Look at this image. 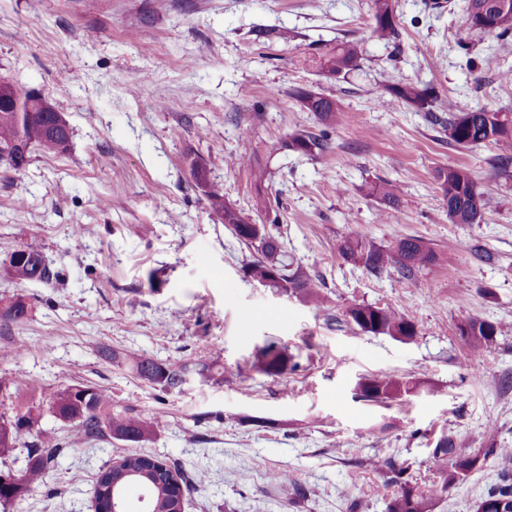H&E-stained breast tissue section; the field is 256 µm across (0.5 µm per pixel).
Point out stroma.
<instances>
[{
  "label": "stroma",
  "instance_id": "35a3bbf8",
  "mask_svg": "<svg viewBox=\"0 0 512 512\" xmlns=\"http://www.w3.org/2000/svg\"><path fill=\"white\" fill-rule=\"evenodd\" d=\"M395 0L397 41L373 36L371 0H0V77L48 97L68 121L70 147L33 153L23 173L0 164V261L37 240L60 277L18 284L28 319L0 321V413L41 404L85 383L115 406L163 413L143 451L204 473L184 512H384L392 485L373 458L410 465L420 492L438 481L441 434L484 451L481 469L434 501L433 512H473L497 483V448H512V172L495 145H450L424 113L386 84L429 86L443 98L512 115V41L470 27L462 9ZM357 40L356 69L336 79L319 60ZM333 98L340 115L329 151L282 144L319 131L299 95ZM251 162L237 165L240 152ZM202 163L225 200L263 216L327 299L319 310L248 281L256 256L239 244L198 187ZM465 167L495 206L453 224L438 169ZM266 173L256 183L253 168ZM399 196L383 211L372 185ZM346 236L386 248L416 236L438 256L406 278L345 262ZM391 307L415 323L409 341L361 332L343 311ZM492 321V348L472 358L457 326ZM34 350L16 356L20 340ZM300 368L282 380L254 368L268 340ZM131 351L172 363L195 354L223 379L165 394L106 357ZM387 372L414 389L374 402L358 379ZM123 442L65 449L43 483L9 512H94L97 473L132 453ZM288 471L300 496L269 483Z\"/></svg>",
  "mask_w": 512,
  "mask_h": 512
}]
</instances>
